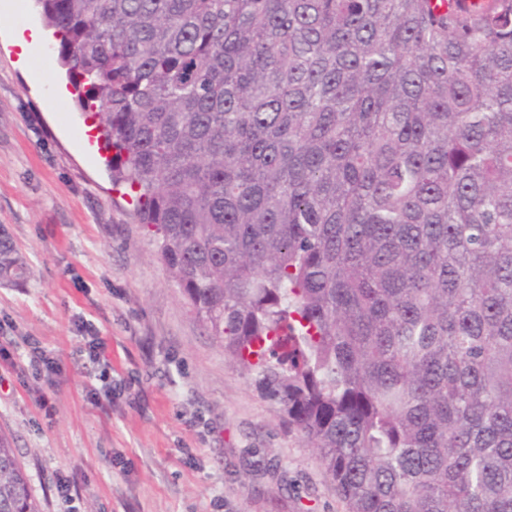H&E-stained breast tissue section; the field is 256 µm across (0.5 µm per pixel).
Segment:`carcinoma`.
<instances>
[{
    "label": "carcinoma",
    "mask_w": 512,
    "mask_h": 512,
    "mask_svg": "<svg viewBox=\"0 0 512 512\" xmlns=\"http://www.w3.org/2000/svg\"><path fill=\"white\" fill-rule=\"evenodd\" d=\"M35 2L158 259L348 512H512V0ZM0 512H40L2 432Z\"/></svg>",
    "instance_id": "carcinoma-1"
}]
</instances>
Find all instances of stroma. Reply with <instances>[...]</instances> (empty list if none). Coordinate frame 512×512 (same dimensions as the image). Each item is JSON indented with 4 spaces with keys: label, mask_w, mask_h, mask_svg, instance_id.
I'll return each instance as SVG.
<instances>
[{
    "label": "stroma",
    "mask_w": 512,
    "mask_h": 512,
    "mask_svg": "<svg viewBox=\"0 0 512 512\" xmlns=\"http://www.w3.org/2000/svg\"><path fill=\"white\" fill-rule=\"evenodd\" d=\"M12 3L0 19V230L29 274L0 284V431L41 512H346L113 191L34 0ZM21 28L43 32L27 59ZM32 339L54 370L29 366Z\"/></svg>",
    "instance_id": "stroma-1"
}]
</instances>
